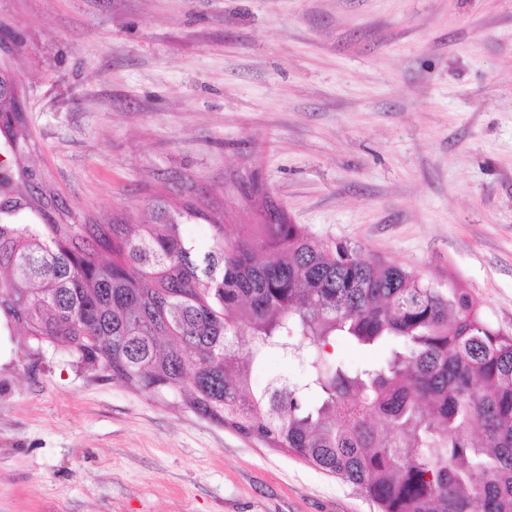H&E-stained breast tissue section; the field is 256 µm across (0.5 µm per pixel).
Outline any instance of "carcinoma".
<instances>
[{
    "label": "carcinoma",
    "instance_id": "1",
    "mask_svg": "<svg viewBox=\"0 0 512 512\" xmlns=\"http://www.w3.org/2000/svg\"><path fill=\"white\" fill-rule=\"evenodd\" d=\"M22 103L0 73V325L174 394L380 512H512V334L468 289L316 240L270 200L233 237L212 225L206 247L182 233L205 217L190 203L156 201L151 224H72L23 165ZM345 340L390 350L350 365L329 352ZM273 351L304 375L257 395L252 365Z\"/></svg>",
    "mask_w": 512,
    "mask_h": 512
}]
</instances>
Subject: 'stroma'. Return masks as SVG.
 <instances>
[{"label":"stroma","instance_id":"obj_1","mask_svg":"<svg viewBox=\"0 0 512 512\" xmlns=\"http://www.w3.org/2000/svg\"><path fill=\"white\" fill-rule=\"evenodd\" d=\"M25 164L76 223L313 238L455 279L512 333V0H0ZM0 512H379L63 345L0 336Z\"/></svg>","mask_w":512,"mask_h":512}]
</instances>
